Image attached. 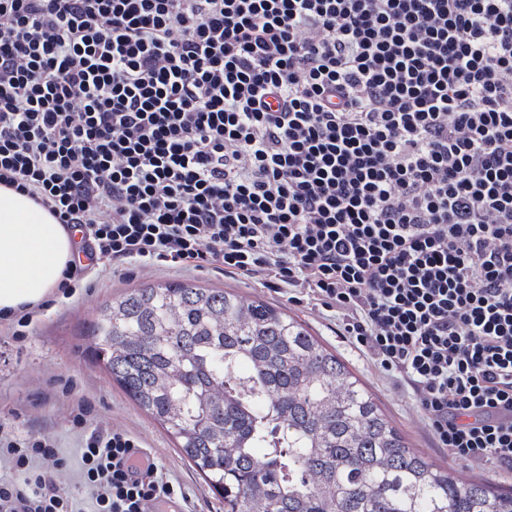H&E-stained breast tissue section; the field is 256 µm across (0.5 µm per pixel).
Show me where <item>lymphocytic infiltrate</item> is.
Wrapping results in <instances>:
<instances>
[{
  "instance_id": "lymphocytic-infiltrate-1",
  "label": "lymphocytic infiltrate",
  "mask_w": 512,
  "mask_h": 512,
  "mask_svg": "<svg viewBox=\"0 0 512 512\" xmlns=\"http://www.w3.org/2000/svg\"><path fill=\"white\" fill-rule=\"evenodd\" d=\"M0 185L99 263L260 280L335 312L461 463L512 470V0H0ZM72 423L89 512L177 498ZM0 512H80L0 430Z\"/></svg>"
}]
</instances>
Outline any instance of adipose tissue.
<instances>
[{"label": "adipose tissue", "instance_id": "1", "mask_svg": "<svg viewBox=\"0 0 512 512\" xmlns=\"http://www.w3.org/2000/svg\"><path fill=\"white\" fill-rule=\"evenodd\" d=\"M74 250L71 230L28 197L0 185V311L43 303Z\"/></svg>", "mask_w": 512, "mask_h": 512}]
</instances>
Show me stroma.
Segmentation results:
<instances>
[{
	"label": "stroma",
	"mask_w": 512,
	"mask_h": 512,
	"mask_svg": "<svg viewBox=\"0 0 512 512\" xmlns=\"http://www.w3.org/2000/svg\"><path fill=\"white\" fill-rule=\"evenodd\" d=\"M172 281L228 288L284 309L335 350L375 395L415 451L435 464L453 465L460 482L487 480L512 489V473L485 461L456 464L446 450L434 447L417 402L355 345L338 336L334 313L304 300L288 299L260 283L159 264L134 263L118 276L108 271L96 274L91 286L77 288L71 300H58L42 308L33 331L24 338H16L13 327L0 323V427L54 438L72 459L81 431L71 422L70 407L73 401L85 402L92 419L135 434L170 479L180 485L187 501L174 503L175 512L184 507L189 512H224L223 499L209 489L165 431L130 402L86 350L84 333L103 302L130 288Z\"/></svg>",
	"instance_id": "obj_1"
}]
</instances>
